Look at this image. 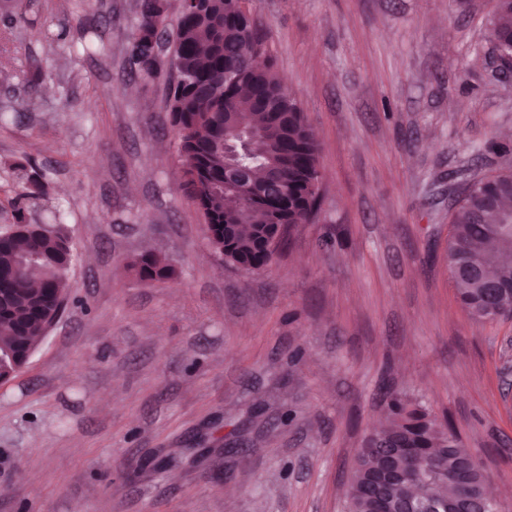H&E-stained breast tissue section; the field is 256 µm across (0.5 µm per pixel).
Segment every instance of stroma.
Wrapping results in <instances>:
<instances>
[{
  "label": "stroma",
  "mask_w": 512,
  "mask_h": 512,
  "mask_svg": "<svg viewBox=\"0 0 512 512\" xmlns=\"http://www.w3.org/2000/svg\"><path fill=\"white\" fill-rule=\"evenodd\" d=\"M496 3L242 0L322 175L251 273L183 189L166 81L130 70L136 0H0V226L21 205L74 243L59 320L0 382V512H345L390 391L512 512V318L474 319L446 259L466 178L512 170ZM146 253L174 276L142 281Z\"/></svg>",
  "instance_id": "35a3bbf8"
}]
</instances>
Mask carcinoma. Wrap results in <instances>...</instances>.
I'll return each mask as SVG.
<instances>
[{
	"instance_id": "1",
	"label": "carcinoma",
	"mask_w": 512,
	"mask_h": 512,
	"mask_svg": "<svg viewBox=\"0 0 512 512\" xmlns=\"http://www.w3.org/2000/svg\"><path fill=\"white\" fill-rule=\"evenodd\" d=\"M168 0H137V22L128 57L145 81L168 78V110L178 129L183 187L204 216L211 250L229 266L257 272L286 247L291 228L318 211L321 177L318 146L303 113L285 91L283 78L253 56L265 52L260 23L242 18L241 0H209L180 14L173 60L155 51L154 19ZM492 41L501 58H512V0H497ZM253 134L238 162L254 185L266 169L279 171L284 205L259 194L238 200L224 195V144L231 128ZM512 200V170L466 182L455 201L448 237V266L459 300L478 319L512 315V226L503 201ZM72 246L61 227L29 222L14 209V224L0 232V351L23 354L44 336L58 301L70 288ZM40 260L31 262L32 255ZM143 281H164L172 265L153 254L132 263ZM388 423L362 439L347 491V512H395L405 500L428 512H453L466 498L482 512H497L486 496L485 478L459 435L418 403L389 393ZM401 448L394 465L418 469L414 489L394 482L376 497L370 477L383 468L387 452Z\"/></svg>"
}]
</instances>
